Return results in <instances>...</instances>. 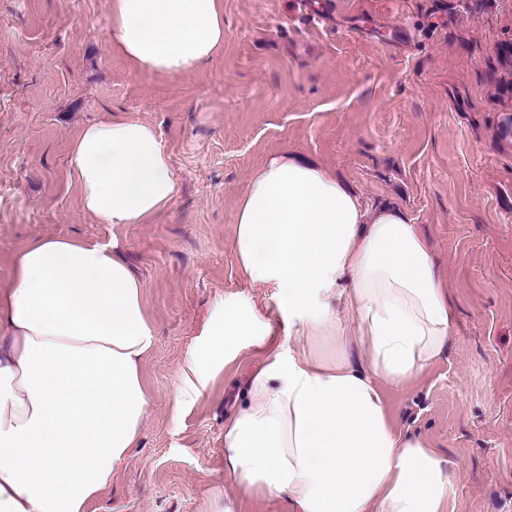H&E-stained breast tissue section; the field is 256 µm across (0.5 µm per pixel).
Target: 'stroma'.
<instances>
[{
    "label": "stroma",
    "instance_id": "obj_1",
    "mask_svg": "<svg viewBox=\"0 0 512 512\" xmlns=\"http://www.w3.org/2000/svg\"><path fill=\"white\" fill-rule=\"evenodd\" d=\"M109 0H0V290L34 240L117 245L145 284L155 345L137 448L89 512H288L224 476V418L252 350L224 382L175 403L179 368L214 300L243 292L232 237L240 195L269 157L335 170L400 207L431 249L455 312L442 357L386 388L399 430L448 462L456 512H512V136L496 95L512 0H222L224 46L195 70L136 72L112 45ZM153 125L181 194L146 224L85 212L67 158L103 119Z\"/></svg>",
    "mask_w": 512,
    "mask_h": 512
}]
</instances>
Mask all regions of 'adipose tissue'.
Returning <instances> with one entry per match:
<instances>
[{"instance_id":"obj_1","label":"adipose tissue","mask_w":512,"mask_h":512,"mask_svg":"<svg viewBox=\"0 0 512 512\" xmlns=\"http://www.w3.org/2000/svg\"><path fill=\"white\" fill-rule=\"evenodd\" d=\"M114 47L139 71L177 76L224 44L222 0H109ZM82 208L144 224L179 197L149 123L84 127L68 156ZM233 254L245 287L218 300L181 367L176 399L223 349L263 347L224 421V474L289 512H450L438 449L391 423L402 387L445 351L454 314L434 258L400 208H368L327 167L275 156L237 205ZM0 290V512H88L139 440L154 345L145 285L118 248L43 238L16 251ZM279 322L281 341L271 339Z\"/></svg>"}]
</instances>
